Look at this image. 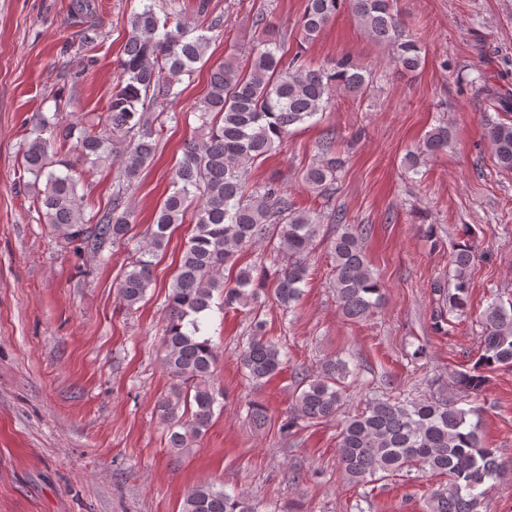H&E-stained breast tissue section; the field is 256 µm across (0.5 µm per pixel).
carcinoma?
Segmentation results:
<instances>
[{
  "mask_svg": "<svg viewBox=\"0 0 512 512\" xmlns=\"http://www.w3.org/2000/svg\"><path fill=\"white\" fill-rule=\"evenodd\" d=\"M140 2L129 19L123 56L118 60L119 84L104 129L64 124L60 96L53 111H39L28 119L30 137L22 152L23 171L32 175L33 185L44 182L37 194L43 221L76 251L94 256L129 239L132 215L126 194L154 156L163 127L157 106L182 95L185 79L193 77L196 64L205 62L211 40L208 32L221 30L226 23L224 17L215 16L205 31L195 34L174 18L160 17L156 0ZM343 8L376 42L391 49L400 70L414 72L420 67L422 45L405 32L393 0H307L300 22L302 39H316ZM254 23L265 39L247 58L229 59L211 69L208 92L196 109L202 136L185 142L172 191L157 210L148 240L135 248V259L119 286V296L129 309L146 297L158 252L167 245L171 229L197 205L195 231L183 249L168 295L169 320L163 335L162 362L174 383L157 411L167 426L174 455L182 454L208 431L215 406L224 397L213 381L214 345L202 335L215 297L222 298L227 308H248L253 313L259 291L268 281L272 298L291 307L302 295L309 272L307 257L316 246L321 223L327 222L335 225L330 240L331 288L343 316L353 322L365 320L381 303L380 282L362 243L370 228L345 223L344 213L334 208L316 214L296 208L274 179L257 187L245 180L248 165L273 151L292 126L324 111L334 92L368 94L370 75L348 57L329 68L310 66L298 54L287 58L267 12L256 13ZM486 132L495 164L512 170V120L489 118ZM72 139L84 161L110 164L116 156L121 165L122 182L107 205L89 219L75 181L57 170L68 164L57 159L55 144ZM450 140L448 125L433 127L407 155L408 169L418 173L426 159L448 148ZM340 166L333 136L328 135L320 159L303 171L302 181L328 202L336 194ZM263 243H272L282 252L273 278L262 273L256 277L255 268L245 267L237 271L234 284H227L224 269L234 265L237 252ZM475 252L469 236L452 253L448 278L431 284L447 305L437 312L436 325L447 322L449 311L464 314ZM479 324L481 353L456 376V385L470 392L481 390L486 373L512 366V301H492L479 315ZM285 357L266 336L264 321L254 316L240 351V365L249 380L258 387L264 385L283 368ZM349 374L348 362L335 358L324 362L317 374L301 375L293 416L281 424V431L288 433L299 420L319 424L335 419L342 405L341 387ZM248 414L258 430L270 421L267 407L259 400L248 402ZM471 415H478L477 410L459 408L448 397L410 400L374 395L365 399L362 411L342 422L339 464L355 485L413 469L441 476L445 484L427 501V512H479L483 486L511 474L512 465L496 449L486 447L481 420L473 422ZM181 512L264 509L241 493L207 483L187 493Z\"/></svg>",
  "mask_w": 512,
  "mask_h": 512,
  "instance_id": "cac0c4a2",
  "label": "carcinoma"
}]
</instances>
